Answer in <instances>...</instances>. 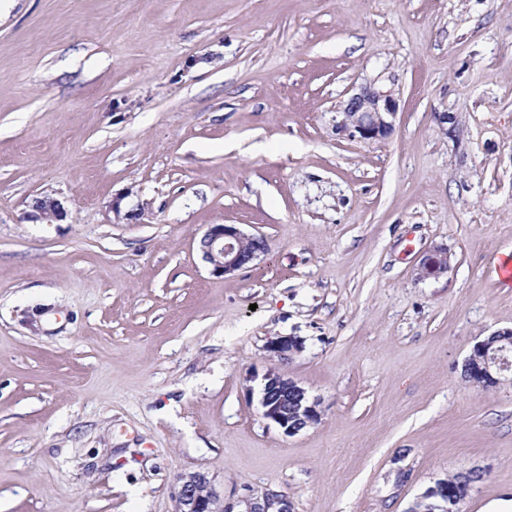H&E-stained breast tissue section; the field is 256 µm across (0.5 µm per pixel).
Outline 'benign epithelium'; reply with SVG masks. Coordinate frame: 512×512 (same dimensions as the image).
<instances>
[{"instance_id":"benign-epithelium-1","label":"benign epithelium","mask_w":512,"mask_h":512,"mask_svg":"<svg viewBox=\"0 0 512 512\" xmlns=\"http://www.w3.org/2000/svg\"><path fill=\"white\" fill-rule=\"evenodd\" d=\"M398 102L392 89L364 88L354 95L341 112L336 129L350 138L379 140L394 130ZM32 217L36 220L62 221L66 211L49 195L34 199ZM202 259L211 272L226 276L254 263L267 252L262 236L248 235L233 224H210L199 242ZM448 271V251L436 247L425 253L417 267L418 278H435ZM304 348L297 336H278L268 340L266 351L272 358L289 360ZM464 378L473 387L490 390L512 377V328L498 329L488 339L477 341L464 360ZM260 405L265 419L278 426L284 435L295 436L321 420V401L312 397L296 380L275 370L263 376ZM448 478H439L427 487L420 498L428 501L430 512H450ZM177 512H294L287 492L271 488L245 492L227 499L217 491L208 476L201 472L179 477L176 493Z\"/></svg>"}]
</instances>
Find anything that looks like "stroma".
I'll return each instance as SVG.
<instances>
[{
	"label": "stroma",
	"mask_w": 512,
	"mask_h": 512,
	"mask_svg": "<svg viewBox=\"0 0 512 512\" xmlns=\"http://www.w3.org/2000/svg\"><path fill=\"white\" fill-rule=\"evenodd\" d=\"M374 83L394 133H339ZM42 195L63 221L31 220ZM212 224L267 253L212 275ZM508 254L512 0H8L0 512H175L190 472L294 512H406L472 468L462 512L512 499V381L462 376L512 328ZM271 369L318 424L263 417ZM448 251L437 247L426 252L420 259L417 267L419 279L435 278L448 271ZM304 348V341L297 336H278L268 340L266 351L271 358L290 360L293 355L300 353Z\"/></svg>",
	"instance_id": "obj_1"
}]
</instances>
